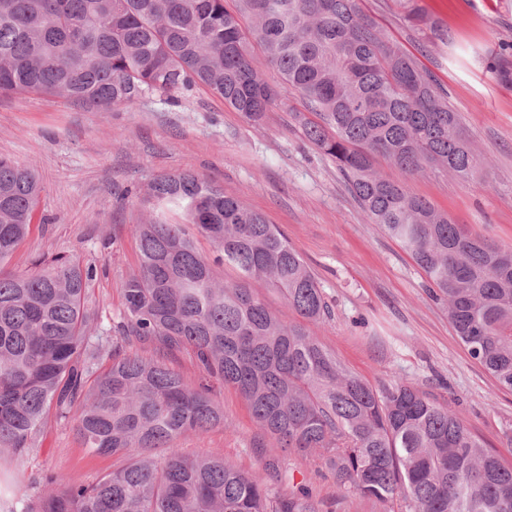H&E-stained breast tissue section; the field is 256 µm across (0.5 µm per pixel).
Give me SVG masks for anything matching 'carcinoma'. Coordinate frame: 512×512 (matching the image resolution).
Listing matches in <instances>:
<instances>
[{
    "instance_id": "1",
    "label": "carcinoma",
    "mask_w": 512,
    "mask_h": 512,
    "mask_svg": "<svg viewBox=\"0 0 512 512\" xmlns=\"http://www.w3.org/2000/svg\"><path fill=\"white\" fill-rule=\"evenodd\" d=\"M393 2L417 29L431 27L415 0ZM256 47L319 116L302 120L308 141L437 288L469 356L512 390V249L465 233L373 167L382 157L409 175L430 168L466 180L480 159L447 93L360 0H0V94L109 112L203 85L258 123L281 91L261 78ZM40 192L33 171L0 157V263L28 235ZM142 204L140 266L123 283L110 351L90 326L95 267L57 256L34 274L0 270V453L21 460L39 448L52 410L91 452L140 453L85 485L65 487L48 471L24 487L0 484V512H319L301 484L283 489L173 447L224 425L216 383L241 393L280 450L316 456L364 497L401 499L411 512H512V467L462 416L406 380L372 387L307 331L328 305L264 215L192 172L156 178ZM198 235L214 257L200 253ZM216 265L239 280L219 281ZM253 281L301 321H281ZM186 348L202 370L196 382L167 363Z\"/></svg>"
}]
</instances>
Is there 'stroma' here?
I'll list each match as a JSON object with an SVG mask.
<instances>
[{
	"label": "stroma",
	"instance_id": "1",
	"mask_svg": "<svg viewBox=\"0 0 512 512\" xmlns=\"http://www.w3.org/2000/svg\"><path fill=\"white\" fill-rule=\"evenodd\" d=\"M417 3L436 21L434 30L410 27L391 0H362V7L444 89L483 165L467 181L436 170L408 176L382 158L375 169L465 230L512 247V88L495 76L501 63H512V0ZM308 113L290 88L256 126L202 86L172 97L149 94L109 112L61 97L0 95V156L30 167L43 184L30 232L5 271L32 272L37 259L57 255L95 265L88 291L94 324L115 325L122 285L139 267L132 227L146 216L142 197L159 175L194 172L262 213L301 255L330 311L309 330L349 371L376 388L412 382L460 413L484 448L511 466L503 428L512 424V390L469 358L425 273L371 223L335 162L307 141L298 118ZM217 400L223 426L184 434L177 448L259 468L276 440L256 426L235 388L221 387ZM122 462L87 451L71 424L50 415L41 448L18 470L24 477L51 471L81 485ZM281 465L322 512H407L403 501L387 509L339 486L313 455L292 450Z\"/></svg>",
	"mask_w": 512,
	"mask_h": 512
}]
</instances>
